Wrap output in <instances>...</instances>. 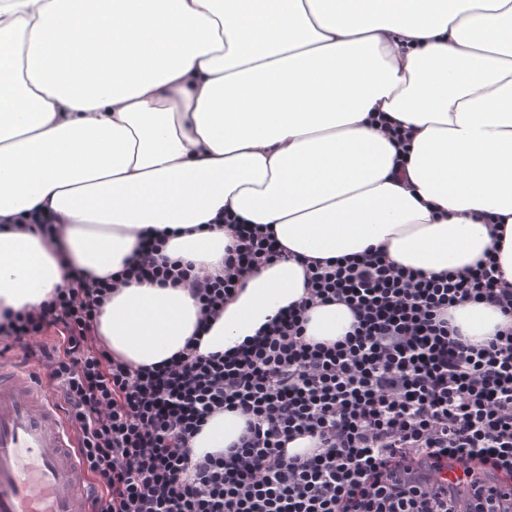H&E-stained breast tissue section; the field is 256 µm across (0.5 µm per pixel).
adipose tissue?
Masks as SVG:
<instances>
[{
  "label": "adipose tissue",
  "instance_id": "adipose-tissue-1",
  "mask_svg": "<svg viewBox=\"0 0 512 512\" xmlns=\"http://www.w3.org/2000/svg\"><path fill=\"white\" fill-rule=\"evenodd\" d=\"M0 0V314L48 300L67 269L120 271L145 230L218 274L217 213L273 231L286 256L245 286L198 352L255 336L304 297L301 258L381 249L427 274L496 252L512 285V0ZM411 130L404 161L382 121ZM58 219L47 243L32 212ZM199 305L188 289L115 288L97 320L128 363L181 351ZM484 343L499 311L454 312ZM353 321L315 307L308 337ZM221 412L193 454L243 426Z\"/></svg>",
  "mask_w": 512,
  "mask_h": 512
}]
</instances>
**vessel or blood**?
<instances>
[{
    "instance_id": "b4317fda",
    "label": "vessel or blood",
    "mask_w": 512,
    "mask_h": 512,
    "mask_svg": "<svg viewBox=\"0 0 512 512\" xmlns=\"http://www.w3.org/2000/svg\"><path fill=\"white\" fill-rule=\"evenodd\" d=\"M78 448L40 366L0 356V512H95Z\"/></svg>"
}]
</instances>
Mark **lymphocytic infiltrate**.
I'll use <instances>...</instances> for the list:
<instances>
[{"label": "lymphocytic infiltrate", "mask_w": 512, "mask_h": 512, "mask_svg": "<svg viewBox=\"0 0 512 512\" xmlns=\"http://www.w3.org/2000/svg\"><path fill=\"white\" fill-rule=\"evenodd\" d=\"M165 240L140 246L118 277L72 272L53 296L0 319V347L45 364L80 435V463L99 512H462L447 485L420 477L446 459L471 482L512 477V287L495 256L425 275L377 250L307 266L308 295L256 336L207 356L197 336L241 286L280 259L269 233L235 225L224 271L199 277ZM186 287L203 320L170 361L132 367L97 339L118 284ZM345 304L354 321L332 344L306 336L310 309ZM483 304L507 318L472 344L453 309ZM58 344L45 343L47 331ZM244 426L221 453L192 456L209 417ZM309 437L301 455L286 445Z\"/></svg>", "instance_id": "obj_1"}]
</instances>
